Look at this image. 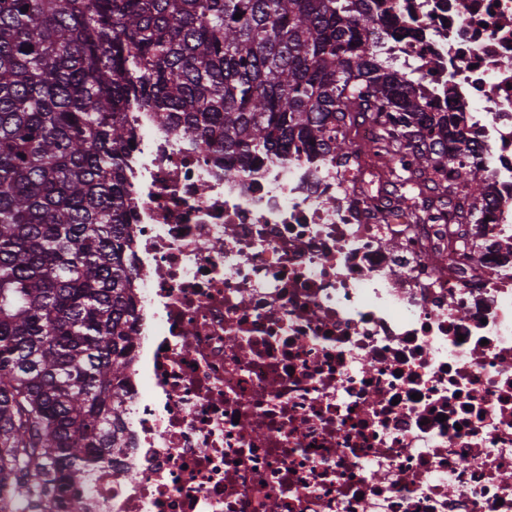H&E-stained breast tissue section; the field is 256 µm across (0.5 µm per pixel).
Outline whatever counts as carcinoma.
I'll use <instances>...</instances> for the list:
<instances>
[{
	"label": "carcinoma",
	"mask_w": 512,
	"mask_h": 512,
	"mask_svg": "<svg viewBox=\"0 0 512 512\" xmlns=\"http://www.w3.org/2000/svg\"><path fill=\"white\" fill-rule=\"evenodd\" d=\"M379 2L0 0V488L28 512L123 453L130 108L243 165L296 143L347 157V129L384 114L385 167L411 154L424 209L448 203L434 174L462 118L381 58ZM456 180V223H483L480 169Z\"/></svg>",
	"instance_id": "1"
}]
</instances>
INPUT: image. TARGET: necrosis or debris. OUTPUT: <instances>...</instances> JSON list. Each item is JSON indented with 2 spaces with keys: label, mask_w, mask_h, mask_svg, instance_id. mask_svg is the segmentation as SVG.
Returning <instances> with one entry per match:
<instances>
[{
  "label": "necrosis or debris",
  "mask_w": 512,
  "mask_h": 512,
  "mask_svg": "<svg viewBox=\"0 0 512 512\" xmlns=\"http://www.w3.org/2000/svg\"><path fill=\"white\" fill-rule=\"evenodd\" d=\"M383 28L465 115L478 233L374 155L228 178L132 108L127 448L52 512H512V0H386Z\"/></svg>",
  "instance_id": "obj_1"
}]
</instances>
